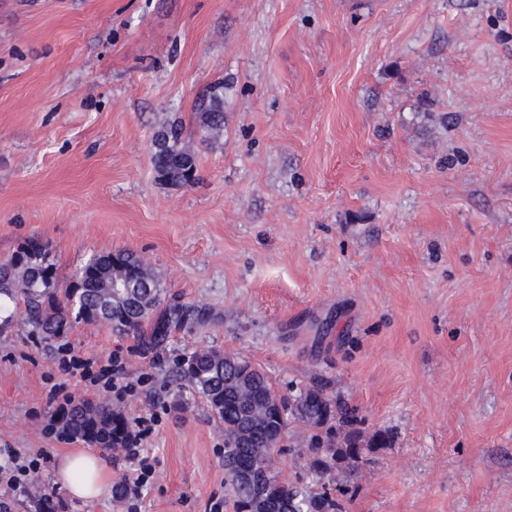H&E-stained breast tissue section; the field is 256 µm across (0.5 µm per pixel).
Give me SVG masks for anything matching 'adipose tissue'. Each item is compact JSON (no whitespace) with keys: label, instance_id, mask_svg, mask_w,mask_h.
Masks as SVG:
<instances>
[{"label":"adipose tissue","instance_id":"1","mask_svg":"<svg viewBox=\"0 0 512 512\" xmlns=\"http://www.w3.org/2000/svg\"><path fill=\"white\" fill-rule=\"evenodd\" d=\"M111 472V467L102 455L78 452L60 458L57 477L72 498L86 501L104 491Z\"/></svg>","mask_w":512,"mask_h":512}]
</instances>
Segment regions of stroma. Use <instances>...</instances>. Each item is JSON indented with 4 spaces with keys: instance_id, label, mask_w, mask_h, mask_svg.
Instances as JSON below:
<instances>
[{
    "instance_id": "obj_1",
    "label": "stroma",
    "mask_w": 512,
    "mask_h": 512,
    "mask_svg": "<svg viewBox=\"0 0 512 512\" xmlns=\"http://www.w3.org/2000/svg\"><path fill=\"white\" fill-rule=\"evenodd\" d=\"M224 95V138L196 108ZM178 120L194 184H160L153 137ZM47 245L59 284L128 251L199 313L157 352L104 325L0 332V448L45 435L62 347L119 352L154 411L139 512H234L224 424L177 387L215 347L288 395L318 384L357 415L348 479L312 471L290 423L282 481L346 512H512V0H0V262ZM54 512H125L111 491Z\"/></svg>"
}]
</instances>
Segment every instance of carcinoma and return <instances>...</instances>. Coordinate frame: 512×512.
<instances>
[{"label": "carcinoma", "mask_w": 512, "mask_h": 512, "mask_svg": "<svg viewBox=\"0 0 512 512\" xmlns=\"http://www.w3.org/2000/svg\"><path fill=\"white\" fill-rule=\"evenodd\" d=\"M204 140L220 141L224 135V97L214 91L198 107ZM152 165L156 179L167 186L183 187L197 175L194 150L183 143L182 125L159 126L153 141ZM127 277L140 288L130 293L112 287ZM20 317L30 333L44 339L67 334L74 323L103 324L120 335L137 337L142 349L158 351L172 333L193 320V311L163 299V288L152 269L132 253L117 251L92 258L75 284L61 287L46 246L30 241L6 263L0 264V330ZM178 384L203 398L224 421V441L233 445L224 467L248 469L230 483L234 512H345L342 502L326 494L290 487L274 467L282 452L281 440L290 421L319 427L336 421V447H313V468L322 472L332 462L354 471L364 451L359 436L341 430L356 422L353 412L319 387L302 388L280 406L272 405L276 390L267 375L245 358L210 348L193 353L179 367ZM63 427L71 436L109 448L126 429L122 414L112 406L79 398L69 406Z\"/></svg>", "instance_id": "obj_1"}]
</instances>
